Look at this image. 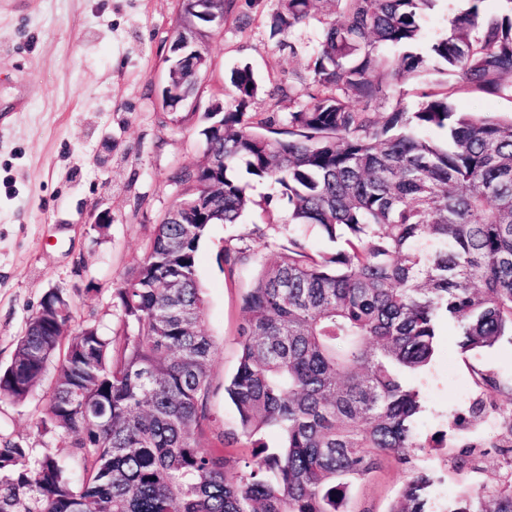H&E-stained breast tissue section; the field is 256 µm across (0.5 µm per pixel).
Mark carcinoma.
Wrapping results in <instances>:
<instances>
[{"label":"carcinoma","mask_w":512,"mask_h":512,"mask_svg":"<svg viewBox=\"0 0 512 512\" xmlns=\"http://www.w3.org/2000/svg\"><path fill=\"white\" fill-rule=\"evenodd\" d=\"M277 0L268 24L290 37L312 23L307 99L279 123L248 111L258 86L249 67L230 81L233 103L201 135L224 169L212 203L225 224L252 212L271 224L316 226L336 244L308 251L294 235L243 299L241 356L224 393L240 430L202 444L211 421L213 344L196 275L208 224L187 213L157 224L144 261L115 290L122 334L94 324L69 330L72 307L48 292L0 369V396L24 401L56 363L39 427L71 437L70 459L0 446V512H349L354 485L392 457L407 466L391 512H430L434 475L413 464L418 390L405 375L426 367L441 321L462 352L512 339V118L458 112L454 96L512 97V0H485L450 20L428 51L414 47L436 0ZM396 49L391 56L383 48ZM447 74L414 111L394 97L404 77ZM389 109L381 111L383 104ZM442 130L446 140L427 136ZM275 186L256 201L233 177ZM184 198L212 194L209 170L176 175ZM475 397L463 420L495 418L491 439L462 438L454 464L498 448L512 467V378L470 365ZM279 431L282 444L262 439ZM245 437L253 459L229 447ZM445 512H512V482L467 489Z\"/></svg>","instance_id":"carcinoma-1"}]
</instances>
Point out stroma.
Instances as JSON below:
<instances>
[{"instance_id":"stroma-1","label":"stroma","mask_w":512,"mask_h":512,"mask_svg":"<svg viewBox=\"0 0 512 512\" xmlns=\"http://www.w3.org/2000/svg\"><path fill=\"white\" fill-rule=\"evenodd\" d=\"M274 5L234 0L223 23L202 27L187 17L183 0H0V368L50 290L70 299L71 329L91 323L106 334L120 332L115 290L143 262L155 224L177 197L173 174L203 161L204 114L214 102L232 99V69H252L258 92L250 109L259 117L281 119L295 110L310 79L318 28L270 37ZM182 35L202 49L207 66L195 106L170 112L162 90L170 47ZM287 240L284 224H213L199 246L203 330L214 345L207 447H218V435L238 427L224 382L239 363L242 299ZM228 244L250 246L252 253L231 277L221 260ZM459 340L455 326L440 323L432 361L407 377L422 398L421 438L441 434L446 441L437 450L414 451L418 464L439 475L436 512L462 487L512 480L493 448L476 470L451 460L455 437L495 432L490 421L471 431L449 427L475 395L471 364L512 378V340L475 354L462 353ZM55 377L48 368L23 402L0 397V442L36 455L46 448L70 454L64 433L37 428ZM406 478L404 466L385 461L353 489L351 512H389Z\"/></svg>"}]
</instances>
